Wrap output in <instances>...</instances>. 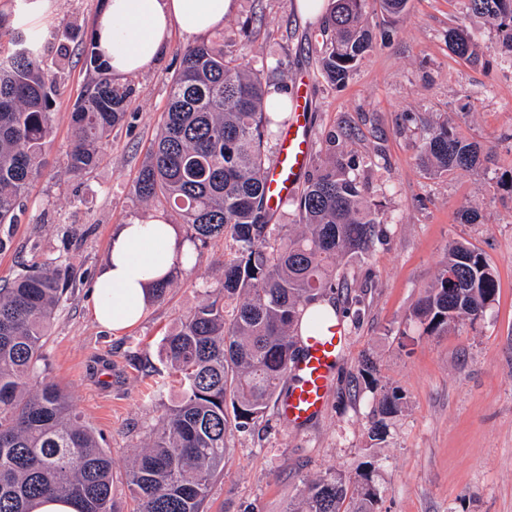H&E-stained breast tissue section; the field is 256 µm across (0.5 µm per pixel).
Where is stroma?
<instances>
[{
    "label": "stroma",
    "instance_id": "obj_1",
    "mask_svg": "<svg viewBox=\"0 0 512 512\" xmlns=\"http://www.w3.org/2000/svg\"><path fill=\"white\" fill-rule=\"evenodd\" d=\"M21 2L0 0V14L38 36L48 67L61 62L65 69L54 91L47 163L16 223L0 226V283L43 260L69 276L44 345L45 376L111 456L116 512H134L131 462L179 394L163 338L220 288L225 245L209 241L197 262L175 266L164 299L152 300L142 320L122 332L93 319L90 288L118 225L156 215L183 223L164 203L139 201L134 183L181 52L193 40L173 31L150 69L116 76L133 89L125 117L103 143L99 165L75 177L66 169L70 112L87 79L85 48L101 0H47L38 21L22 20ZM297 3L235 0L223 27L204 39L275 67L269 86L305 93L315 140L310 168L336 156L356 159L381 233L366 255L338 267L348 287L331 299L346 344L323 413L291 428L272 407L254 432L232 433L206 512H285L310 480L352 476L368 462L377 512H512V68L493 51L499 34L468 16L463 0H408L398 15L370 0L373 48L336 88L320 69L322 19ZM452 28L470 33L477 61L452 52ZM442 120L481 146L480 174L435 177L420 168L424 130ZM468 202L479 209L477 223L457 217ZM460 241L485 256L497 293L475 320L426 334L413 309L449 245ZM369 362L373 389L361 377ZM384 386L399 389L405 406L377 440L371 429Z\"/></svg>",
    "mask_w": 512,
    "mask_h": 512
}]
</instances>
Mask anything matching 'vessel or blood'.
<instances>
[{
    "instance_id": "obj_1",
    "label": "vessel or blood",
    "mask_w": 512,
    "mask_h": 512,
    "mask_svg": "<svg viewBox=\"0 0 512 512\" xmlns=\"http://www.w3.org/2000/svg\"><path fill=\"white\" fill-rule=\"evenodd\" d=\"M313 137L306 117L304 95H296L292 114L281 138L274 163L266 173V197L270 206L297 193L300 176L309 164ZM345 347L340 327L306 337L302 354L291 362L287 393L278 403L282 421L299 427L317 418L323 411L331 380V369Z\"/></svg>"
}]
</instances>
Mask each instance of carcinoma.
I'll return each instance as SVG.
<instances>
[{
    "label": "carcinoma",
    "mask_w": 512,
    "mask_h": 512,
    "mask_svg": "<svg viewBox=\"0 0 512 512\" xmlns=\"http://www.w3.org/2000/svg\"><path fill=\"white\" fill-rule=\"evenodd\" d=\"M470 15L505 33L512 64V0H466ZM367 0H332L325 17L321 64L334 85L345 82L373 48ZM451 50L473 55L467 31L448 30ZM92 76L71 112L67 171L80 176L100 158L99 144L125 115L132 88L112 81L110 65L89 42ZM57 74L42 67L40 43L0 17V225L16 222L30 182L45 160L53 129ZM286 106L267 99L248 57L227 58L208 42L187 46L171 80L160 130L134 191L179 211L192 242L222 237L224 281L164 338L165 359L180 399L129 470L136 512H204L224 469L228 434L259 426L287 391L288 368L301 350L309 305L344 286L337 262L366 254L380 223L353 174L355 163L319 167L293 197L300 231L269 223L265 145L272 127L288 123ZM419 156L432 175L479 174L481 149L456 137L443 120L427 129ZM67 282L46 262L33 263L0 287V512H29L41 498H67L77 512H114L112 459L84 425L69 397L46 381L43 348ZM493 270L468 243L455 242L425 291L414 318L433 334L474 319L494 300ZM380 415L402 411L396 389L381 390ZM371 470L311 481L287 512H375Z\"/></svg>",
    "instance_id": "cac0c4a2"
}]
</instances>
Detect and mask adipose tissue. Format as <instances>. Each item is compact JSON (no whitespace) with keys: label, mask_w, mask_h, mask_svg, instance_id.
<instances>
[{"label":"adipose tissue","mask_w":512,"mask_h":512,"mask_svg":"<svg viewBox=\"0 0 512 512\" xmlns=\"http://www.w3.org/2000/svg\"><path fill=\"white\" fill-rule=\"evenodd\" d=\"M233 0H103L94 20L99 53L119 75L152 67L173 29L193 37L222 26ZM191 251L176 226L161 218L119 225L93 288L92 317L121 331L143 316L157 284Z\"/></svg>","instance_id":"1"}]
</instances>
